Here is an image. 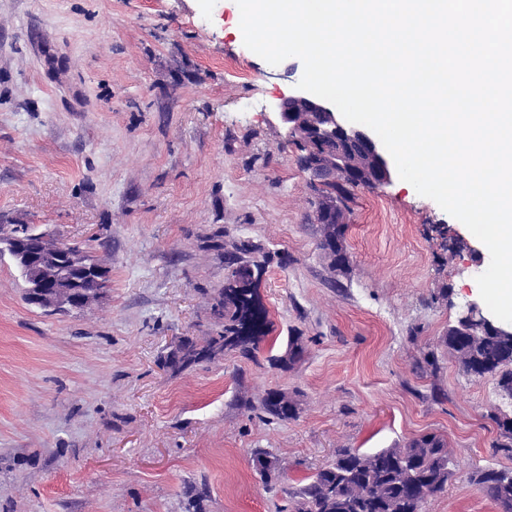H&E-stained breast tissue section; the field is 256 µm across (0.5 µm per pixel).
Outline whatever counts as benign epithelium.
I'll return each instance as SVG.
<instances>
[{
  "instance_id": "benign-epithelium-1",
  "label": "benign epithelium",
  "mask_w": 512,
  "mask_h": 512,
  "mask_svg": "<svg viewBox=\"0 0 512 512\" xmlns=\"http://www.w3.org/2000/svg\"><path fill=\"white\" fill-rule=\"evenodd\" d=\"M271 114L285 132L288 143L298 150L296 162L307 175L309 183L318 192V205L314 210V222L319 224V249L332 274H337L339 264L336 239L327 231L329 224L349 223L348 209L334 195L325 192L330 185L349 184L355 188L383 190L397 176L395 163L377 134L370 128L347 121L330 102L307 91L292 88L288 95L270 106ZM49 239L44 231L34 233L33 239L23 240L20 257L28 267L36 268L45 260L67 262L77 247L55 242L52 255L45 254L39 241ZM92 280V289L83 287V281L75 279L61 287L70 295L65 301L56 296L54 289L38 282L25 288V299L47 312L83 309L90 304L92 294L102 296L109 288V272L101 267L85 273ZM448 327L471 343L480 336L496 332L508 337L512 343V325L499 323L483 314L476 303L469 304Z\"/></svg>"
}]
</instances>
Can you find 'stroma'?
Here are the masks:
<instances>
[{
	"label": "stroma",
	"mask_w": 512,
	"mask_h": 512,
	"mask_svg": "<svg viewBox=\"0 0 512 512\" xmlns=\"http://www.w3.org/2000/svg\"><path fill=\"white\" fill-rule=\"evenodd\" d=\"M303 74L243 44L235 0H0V225L34 224L110 270L80 311L25 302L0 258V512H289L339 449L445 435L457 466L423 512H503L475 483L512 469L495 377L440 354L449 321L479 300L487 247L394 180L352 190L350 278L318 248L316 193L269 106ZM223 229L272 252L259 292L275 346L180 373V340L216 332ZM304 353L269 363L289 337ZM299 392L297 419L241 407ZM264 448L287 466L264 484Z\"/></svg>",
	"instance_id": "stroma-1"
}]
</instances>
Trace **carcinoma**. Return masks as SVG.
Masks as SVG:
<instances>
[{
  "instance_id": "obj_1",
  "label": "carcinoma",
  "mask_w": 512,
  "mask_h": 512,
  "mask_svg": "<svg viewBox=\"0 0 512 512\" xmlns=\"http://www.w3.org/2000/svg\"><path fill=\"white\" fill-rule=\"evenodd\" d=\"M272 255L249 240L224 254V287L212 305L221 330L199 343L184 341L171 352L166 366L178 373L211 363L228 353L256 357L260 345L270 340L273 322L259 294V283ZM472 377L498 376V385L512 384V347L489 335L473 358L461 366ZM271 420L295 419L301 411L297 394L279 388L266 390L258 404L247 403ZM447 439L435 432L419 435L404 445L364 452L342 448L336 459L306 478L293 492L291 512H422L425 496L448 485ZM476 483L495 503L512 509V470L487 469Z\"/></svg>"
}]
</instances>
